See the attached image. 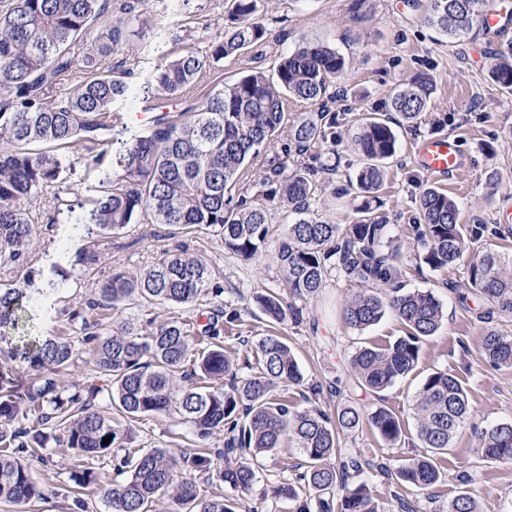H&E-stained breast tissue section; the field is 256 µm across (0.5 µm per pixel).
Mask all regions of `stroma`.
<instances>
[{"label":"stroma","mask_w":512,"mask_h":512,"mask_svg":"<svg viewBox=\"0 0 512 512\" xmlns=\"http://www.w3.org/2000/svg\"><path fill=\"white\" fill-rule=\"evenodd\" d=\"M424 3L374 0L368 10L356 8L353 0H258L256 16L270 31L263 58L256 60L246 54L224 60L199 78L190 100H203L213 90L240 78L250 67L272 69L281 52L305 43L329 44L346 58V99L337 103L336 109L351 116L370 110L386 111L392 90L415 73L424 71L435 76V91L421 123L414 128L400 125L395 129L398 152L387 164L376 205L391 224L393 246L402 253V280L408 287L433 291L443 304L445 317L435 335L423 342L416 369L397 380L381 400L404 422L401 442L385 447L367 429L342 436L341 442L343 447L356 449L373 461L387 458L399 464L423 455L416 438L413 400L428 372L448 371L463 381L470 415L444 458L443 480L429 490L434 497L432 508L434 512H448V502L457 495L460 478L466 475L472 479L470 488L481 512H512V462L491 463L473 451L476 432L512 420V368H493L482 357L486 326L463 308L449 289L450 284L462 279V267L440 271L418 267L410 220L419 186L426 180L415 165L413 148L424 138L453 133L461 139L463 166L454 181L439 182L438 187L457 200L460 223L487 225V246L512 253V230L497 221L499 211L512 205V94L502 92L489 77L493 53L512 41V24L497 32L477 29L464 40H450L428 27ZM189 10L204 25L193 35L191 44L197 51H206L211 41L224 34L225 0H190ZM339 134L332 161L336 165V187L344 195L335 198L322 194L318 210L325 219L345 225L364 198L350 188V180L360 166L353 131L345 125ZM76 169L66 205L41 201L27 263L6 271L0 269V286L36 289L47 287L52 280L65 283L64 288L46 296L47 314L36 316L30 307H23L17 314L16 327L0 335V361L15 368L20 386H28L35 378L23 353L37 336H58L75 345L78 365L58 372L62 385L76 380L96 383L92 346L84 342L82 333L69 329L66 311L96 297L98 286L113 269L136 273L154 264L161 252L180 247L186 255H202L210 260L214 278L224 289L223 299L234 308L252 307V296L258 288L281 291L276 252L290 222L284 211L270 210L272 238L265 252L250 261L225 251L221 240L207 230L187 234L153 223L147 216L137 217L120 234L92 238L75 222L86 215V200L105 171L86 169L81 162ZM348 295L343 278L330 276L320 293L307 301L302 322L288 320L280 326L306 383L321 388L315 406L330 414L344 403L375 406L379 400L354 385L349 361L357 348L385 345L405 333L390 313L379 324L362 331L347 327L341 320V308ZM201 311L198 305H153L116 310L112 320L138 326L149 319L158 325L174 318L187 323L197 320ZM191 437L190 426L174 414L144 417L135 428V445L139 448H166L177 453L187 449ZM22 461L30 466L43 490V498L32 504V512H71L68 468L83 461L78 452H70L60 464L28 455ZM303 464V457L289 447L258 457L260 480L242 502L243 512H289L288 502L266 499L263 491L294 476Z\"/></svg>","instance_id":"stroma-1"}]
</instances>
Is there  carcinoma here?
Returning <instances> with one entry per match:
<instances>
[{
	"label": "carcinoma",
	"instance_id": "1",
	"mask_svg": "<svg viewBox=\"0 0 512 512\" xmlns=\"http://www.w3.org/2000/svg\"><path fill=\"white\" fill-rule=\"evenodd\" d=\"M190 0H172L171 15L157 20L152 52L157 61L144 77L130 62L139 49L128 32L142 16L143 0H0V267L24 260L30 251L35 204L51 194L56 204L71 189L75 153L98 165L94 147L116 133L112 171L118 186L104 187L91 199L98 234H117L147 213L158 224L192 232L215 233L224 249L253 260L269 242L268 213L280 207L295 216L278 248L283 292L253 295L272 324L299 321L297 303L319 294L328 276L342 277L351 294L342 308L344 323L363 330L386 312L405 326V335L389 345L363 346L350 359L354 382L376 396L418 365L421 346L439 329L444 309L430 290L410 289L400 280L396 255L383 249L389 224L369 204L340 226L314 212L325 190L318 174L336 166L321 161L336 146L337 112L330 103L343 91L346 61L336 49L306 44L277 58L274 73L248 70L234 83L182 112L163 117L155 129L141 132L120 119V111L145 105L160 109L156 97L179 100L200 74L226 59L241 57L267 43L268 28L255 17L257 0H232L224 19V37L204 54L172 31ZM487 0H430L428 23L451 38L482 26ZM110 56L116 62L101 66ZM75 89L52 92L70 80ZM490 79L512 93V49L496 54ZM433 77L419 73L398 85L390 112H364L354 119V145L361 158L355 189L376 194L387 161L397 153L393 126L417 124L426 114ZM313 108L294 117L288 104ZM262 168L259 180L255 167ZM458 202L440 189L421 186L412 216L417 259L433 270L463 266L466 277L452 285L463 303L473 302L476 319L512 316V255L480 246L484 224L458 223ZM224 289L212 280L203 256L164 251L137 274L114 269L99 286V296L69 312V323L84 333L92 349L94 372L104 385L85 391L57 382L56 372L70 367L77 350L67 340L46 338L31 344L27 362L40 377L19 392L15 369L0 365V502L29 503L42 495L19 456L46 448L76 450L87 458H107L122 480L107 493L111 512H156V503L178 483L170 512H237L238 497L259 482L254 458L291 445L304 458L295 478L269 486L265 495L292 504L291 512H379L366 483L358 452L342 447L340 433L369 427L386 446L401 441L400 416L385 405L336 407L335 417L311 407L300 410L288 387L305 386L288 340L272 331L259 338L256 361L234 362L224 350V328L242 321L241 311L224 308ZM211 297L206 323L195 331L179 320L143 335L121 325L105 336L93 329L109 321L121 306L194 305ZM23 293L0 289V328L14 325ZM203 350L189 357L191 340ZM482 352L495 368L512 367V336L491 327ZM191 386L177 388V382ZM176 410L190 423L198 449L173 454L166 448L131 447L141 418ZM416 437L425 453L391 469L401 486L427 490L442 479L441 460L456 431L470 414L461 380L446 371L428 373L413 403ZM224 436V447L212 440ZM111 437L109 443L103 438ZM475 452L492 462L512 461V420L480 432ZM222 463H215V458ZM194 472L211 474L237 497H200ZM75 489L97 482L91 467L69 472ZM448 512H479L462 489Z\"/></svg>",
	"mask_w": 512,
	"mask_h": 512
}]
</instances>
